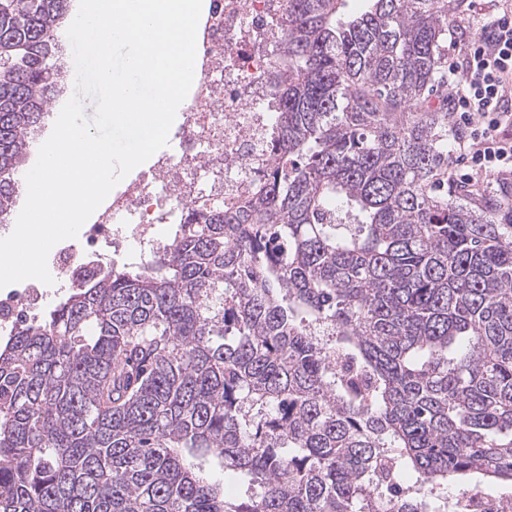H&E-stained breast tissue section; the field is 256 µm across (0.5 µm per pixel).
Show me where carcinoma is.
Masks as SVG:
<instances>
[{"instance_id": "obj_1", "label": "carcinoma", "mask_w": 512, "mask_h": 512, "mask_svg": "<svg viewBox=\"0 0 512 512\" xmlns=\"http://www.w3.org/2000/svg\"><path fill=\"white\" fill-rule=\"evenodd\" d=\"M71 0H0V221ZM288 0L274 160L0 341V512H473L512 487V195L448 191L463 0ZM246 486L230 501L212 467Z\"/></svg>"}]
</instances>
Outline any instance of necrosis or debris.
<instances>
[{"label": "necrosis or debris", "instance_id": "necrosis-or-debris-1", "mask_svg": "<svg viewBox=\"0 0 512 512\" xmlns=\"http://www.w3.org/2000/svg\"><path fill=\"white\" fill-rule=\"evenodd\" d=\"M288 0H211L197 31L200 76L192 86L176 154L161 155L145 177L131 183L83 225L77 242L50 255L56 276L76 284L126 247L146 257L157 244L154 229L177 223L188 204L249 196L273 162L268 110L274 87L272 44L284 35ZM45 289L31 284L0 292V334L38 312Z\"/></svg>", "mask_w": 512, "mask_h": 512}]
</instances>
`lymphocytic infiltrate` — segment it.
Here are the masks:
<instances>
[{
	"instance_id": "f902f5d3",
	"label": "lymphocytic infiltrate",
	"mask_w": 512,
	"mask_h": 512,
	"mask_svg": "<svg viewBox=\"0 0 512 512\" xmlns=\"http://www.w3.org/2000/svg\"><path fill=\"white\" fill-rule=\"evenodd\" d=\"M482 35L465 48L462 79L448 103L461 119L477 114L462 148L476 174L495 176L512 173V143L501 140L500 130L512 126V113L504 101L512 95V10L499 6L485 15Z\"/></svg>"
}]
</instances>
